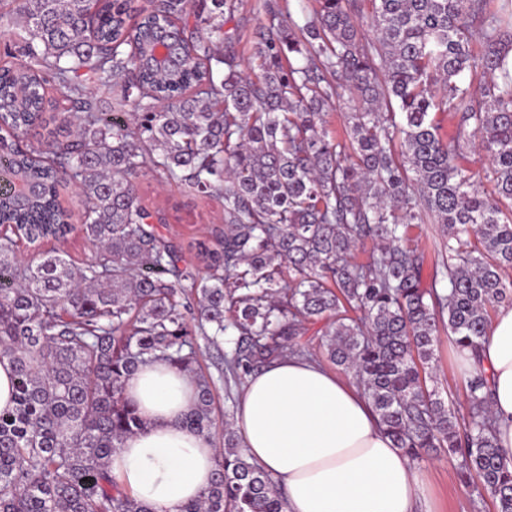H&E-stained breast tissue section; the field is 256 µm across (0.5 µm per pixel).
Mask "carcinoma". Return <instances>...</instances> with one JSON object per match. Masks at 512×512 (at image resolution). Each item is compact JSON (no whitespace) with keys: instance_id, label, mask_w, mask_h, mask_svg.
<instances>
[{"instance_id":"cac0c4a2","label":"carcinoma","mask_w":512,"mask_h":512,"mask_svg":"<svg viewBox=\"0 0 512 512\" xmlns=\"http://www.w3.org/2000/svg\"><path fill=\"white\" fill-rule=\"evenodd\" d=\"M317 2L300 23L267 0L246 62L224 29L240 0H0V360L14 371L0 512H155L111 468L145 427L124 386L154 363L194 380L185 424L219 445L210 485L179 512H284L234 424L216 430L195 336L216 346L229 330L227 381L322 354L405 455L458 456L478 497L512 512L485 376L468 379L464 414L428 386L439 336L475 352L512 304V0ZM160 27L186 66L137 65ZM341 100L339 140L324 115ZM146 174L224 198V229L194 244L201 266H179L157 230ZM19 181L42 190L22 200ZM76 223L96 249L83 268L42 249ZM426 224L442 238L432 260ZM18 236L36 249L23 264ZM362 239L374 248L359 262ZM319 321L320 353L302 341Z\"/></svg>"}]
</instances>
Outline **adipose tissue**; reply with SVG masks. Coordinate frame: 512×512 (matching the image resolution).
<instances>
[{
	"label": "adipose tissue",
	"mask_w": 512,
	"mask_h": 512,
	"mask_svg": "<svg viewBox=\"0 0 512 512\" xmlns=\"http://www.w3.org/2000/svg\"><path fill=\"white\" fill-rule=\"evenodd\" d=\"M467 369L490 373L497 442L512 459V307H500ZM125 395L147 420L112 458V471L155 512H178L208 486L214 438L183 424L196 386L164 365L140 369ZM235 427L250 461L284 490L285 512H415L425 484L395 448L354 382L322 364L285 356L250 375Z\"/></svg>",
	"instance_id": "obj_1"
}]
</instances>
